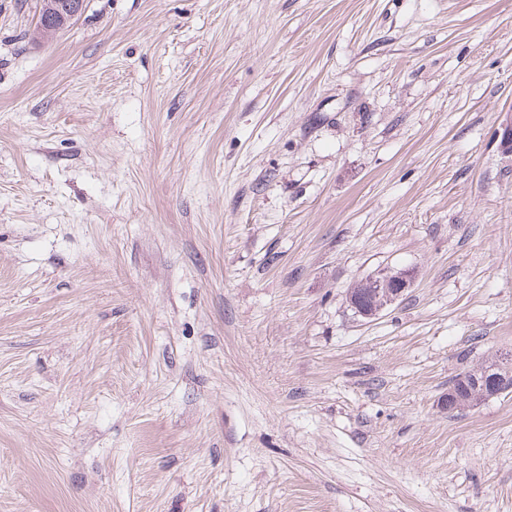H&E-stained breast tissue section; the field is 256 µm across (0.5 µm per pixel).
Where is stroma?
<instances>
[{
	"instance_id": "35a3bbf8",
	"label": "stroma",
	"mask_w": 512,
	"mask_h": 512,
	"mask_svg": "<svg viewBox=\"0 0 512 512\" xmlns=\"http://www.w3.org/2000/svg\"><path fill=\"white\" fill-rule=\"evenodd\" d=\"M0 0V512H512V0ZM407 269L377 318L350 288ZM49 4L38 23V31L48 36L67 28L84 11L86 0H54ZM480 384L482 385L481 389H476L474 386H467L466 382L462 380V386L467 387L458 393L457 405L449 406L448 409L469 407L470 405L483 400V395L485 397H493L505 393H511L512 374L510 372L507 376L494 375L487 379L483 378L480 381H476L477 388Z\"/></svg>"
}]
</instances>
